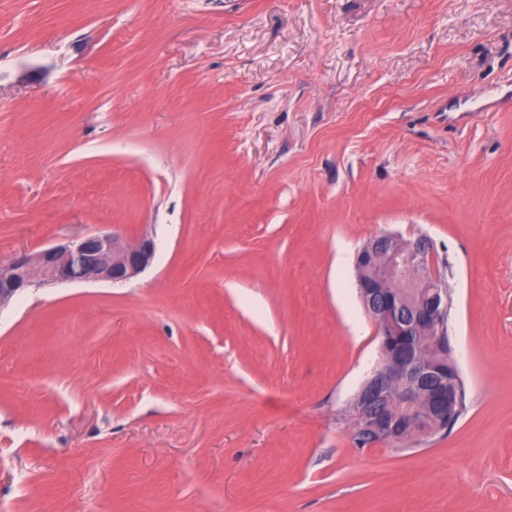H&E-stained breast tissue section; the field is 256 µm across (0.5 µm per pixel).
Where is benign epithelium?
I'll use <instances>...</instances> for the list:
<instances>
[{"instance_id": "obj_1", "label": "benign epithelium", "mask_w": 512, "mask_h": 512, "mask_svg": "<svg viewBox=\"0 0 512 512\" xmlns=\"http://www.w3.org/2000/svg\"><path fill=\"white\" fill-rule=\"evenodd\" d=\"M156 245L92 234L0 265V306L33 286L105 280L145 270ZM361 302L377 326L383 363L352 408L353 433L373 443L416 445L454 418L452 379L459 374L448 337V289L437 273L432 240L398 233L370 238L358 251Z\"/></svg>"}]
</instances>
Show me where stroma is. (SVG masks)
<instances>
[{
    "label": "stroma",
    "instance_id": "1",
    "mask_svg": "<svg viewBox=\"0 0 512 512\" xmlns=\"http://www.w3.org/2000/svg\"><path fill=\"white\" fill-rule=\"evenodd\" d=\"M434 243L466 409L352 441L358 248ZM0 512H512V0H0ZM156 245L140 237L135 244L110 234H92L22 255L0 265V307L33 286L105 280L121 283L145 270Z\"/></svg>",
    "mask_w": 512,
    "mask_h": 512
}]
</instances>
